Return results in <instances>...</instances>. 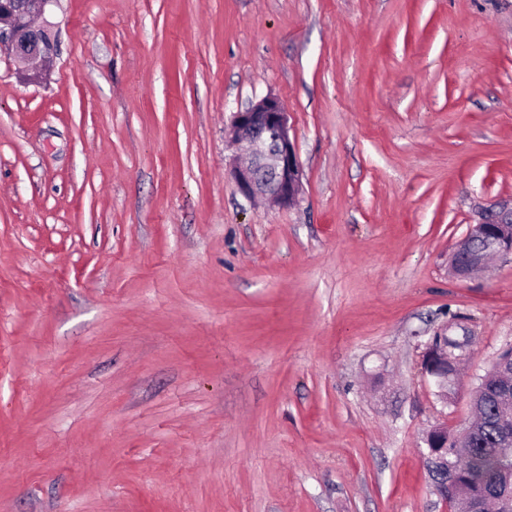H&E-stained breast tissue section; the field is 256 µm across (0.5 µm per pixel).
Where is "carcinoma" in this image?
<instances>
[{"mask_svg": "<svg viewBox=\"0 0 512 512\" xmlns=\"http://www.w3.org/2000/svg\"><path fill=\"white\" fill-rule=\"evenodd\" d=\"M500 375L479 381L472 396L476 421L469 439L458 447L448 442L441 454L448 458V469L434 461H426L427 469L438 485L448 482L449 471L459 470L462 476L455 491L460 508L479 498L488 504L502 497L512 496V482L504 479V472L512 476V443H503L506 431H512V411L502 409Z\"/></svg>", "mask_w": 512, "mask_h": 512, "instance_id": "cac0c4a2", "label": "carcinoma"}]
</instances>
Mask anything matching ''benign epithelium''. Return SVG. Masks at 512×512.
Returning a JSON list of instances; mask_svg holds the SVG:
<instances>
[{"label":"benign epithelium","instance_id":"obj_1","mask_svg":"<svg viewBox=\"0 0 512 512\" xmlns=\"http://www.w3.org/2000/svg\"><path fill=\"white\" fill-rule=\"evenodd\" d=\"M57 0H0V54L11 57L19 73L37 81L53 62L55 44L46 13ZM233 142L249 150L246 164L235 167L239 189L249 199L268 198L288 206L302 191V172L289 134L288 112L278 98L267 96L233 113ZM512 257V206L482 210L470 225L458 250L453 270L468 276L489 258ZM426 373L436 395L448 399V385L456 369L448 366V337L436 336L426 353ZM425 457L434 458L448 447V424L438 423L425 437Z\"/></svg>","mask_w":512,"mask_h":512}]
</instances>
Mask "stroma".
I'll return each instance as SVG.
<instances>
[{
	"mask_svg": "<svg viewBox=\"0 0 512 512\" xmlns=\"http://www.w3.org/2000/svg\"><path fill=\"white\" fill-rule=\"evenodd\" d=\"M0 56V512H442L424 434L512 347V0H58ZM279 98L296 203L233 112ZM460 342L440 401L436 335ZM58 0H1L0 54H7L27 80L38 81L53 62L55 44L46 13ZM39 17L42 28H33L30 17ZM35 61V63H32ZM233 142L245 144L249 160L236 166L235 179L249 199L268 198L288 206L302 191V172L289 134L288 112L278 98L267 96L233 113ZM512 257V206L482 210L470 225L458 250L453 270L468 276L481 269L489 258ZM448 367V336H434L426 353L425 370L436 388V395L448 399V385L455 378V364L449 361Z\"/></svg>",
	"mask_w": 512,
	"mask_h": 512,
	"instance_id": "obj_1",
	"label": "stroma"
}]
</instances>
